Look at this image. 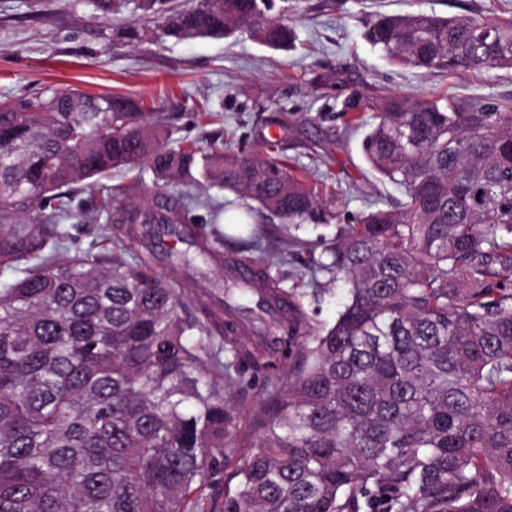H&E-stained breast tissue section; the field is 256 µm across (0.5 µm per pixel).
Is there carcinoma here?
Returning a JSON list of instances; mask_svg holds the SVG:
<instances>
[{
    "label": "carcinoma",
    "instance_id": "carcinoma-1",
    "mask_svg": "<svg viewBox=\"0 0 512 512\" xmlns=\"http://www.w3.org/2000/svg\"><path fill=\"white\" fill-rule=\"evenodd\" d=\"M93 2L163 40L296 41L273 0ZM363 38L403 68L512 67V18L378 16ZM340 112L402 195L351 224L281 159L182 144L132 96L0 102V271L17 273L0 283V512H512V103L352 90ZM114 170L178 190L134 203L99 185ZM194 183L284 231L339 222L328 261L286 288L269 261L223 259L189 226L214 217ZM100 219L112 248L75 246L68 222ZM155 235L186 245L172 265L250 279L190 308L144 251ZM321 275L347 301L316 331L303 286Z\"/></svg>",
    "mask_w": 512,
    "mask_h": 512
}]
</instances>
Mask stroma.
Here are the masks:
<instances>
[{
  "instance_id": "35a3bbf8",
  "label": "stroma",
  "mask_w": 512,
  "mask_h": 512,
  "mask_svg": "<svg viewBox=\"0 0 512 512\" xmlns=\"http://www.w3.org/2000/svg\"><path fill=\"white\" fill-rule=\"evenodd\" d=\"M415 11L496 21L512 17V0H275L274 16L296 30L288 51L265 48L246 33L128 44L90 0H0V98L47 86L133 94L167 116L174 137L201 147L231 139L249 153L263 152L262 138L273 130L277 153L309 174L321 202L356 216L387 207L401 193L369 169L359 133L338 116L340 90L324 87L321 76L342 77L349 91L384 87L416 97L512 102V68L427 74L390 65L362 39L371 15ZM201 104L223 113V121H200ZM268 226L262 219L219 221L205 231L223 254L277 258L272 272L288 281L302 264L323 261L320 244L338 230L307 222L287 238ZM297 241L306 251L295 252Z\"/></svg>"
}]
</instances>
